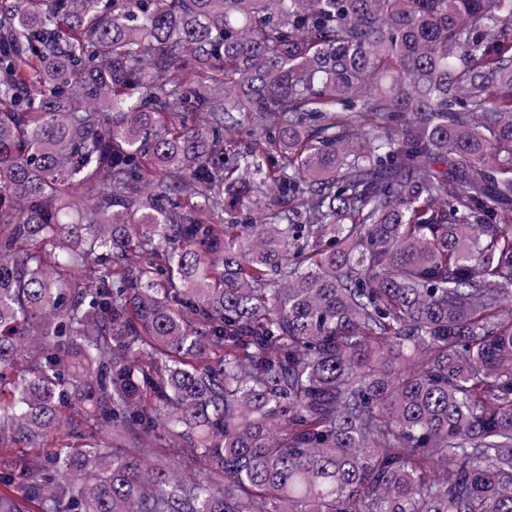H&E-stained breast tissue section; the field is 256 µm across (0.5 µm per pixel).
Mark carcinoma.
Wrapping results in <instances>:
<instances>
[{
  "mask_svg": "<svg viewBox=\"0 0 512 512\" xmlns=\"http://www.w3.org/2000/svg\"><path fill=\"white\" fill-rule=\"evenodd\" d=\"M511 306L512 0H0V512H512Z\"/></svg>",
  "mask_w": 512,
  "mask_h": 512,
  "instance_id": "1",
  "label": "carcinoma"
}]
</instances>
